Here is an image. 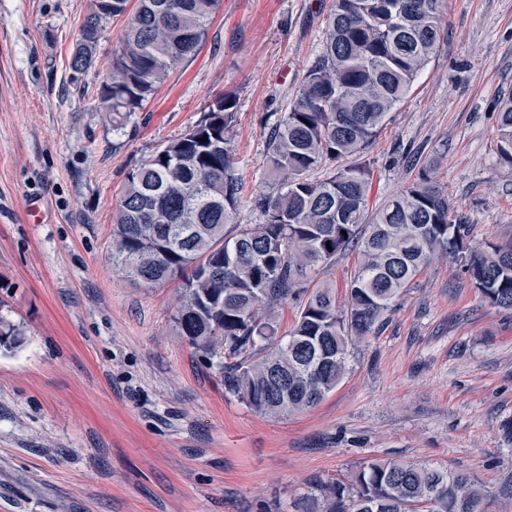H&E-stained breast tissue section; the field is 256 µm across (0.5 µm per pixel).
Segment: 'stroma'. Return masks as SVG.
<instances>
[{
    "instance_id": "35a3bbf8",
    "label": "stroma",
    "mask_w": 512,
    "mask_h": 512,
    "mask_svg": "<svg viewBox=\"0 0 512 512\" xmlns=\"http://www.w3.org/2000/svg\"><path fill=\"white\" fill-rule=\"evenodd\" d=\"M332 0H221L199 54L135 113L113 148L99 109L123 20L105 23L86 96L69 93L90 0H0V512H303L322 482L370 457L454 470L512 512V310L487 304L463 264L435 257L352 350L336 390L280 417L253 411L173 328L178 288L112 264L130 169L200 117L238 100L232 152L254 224L268 189L267 135L323 48ZM441 50L365 150L370 207L436 161L472 243L512 242V168L497 110L512 93V0H447ZM45 213L29 221L27 204ZM347 248L310 271L346 301Z\"/></svg>"
}]
</instances>
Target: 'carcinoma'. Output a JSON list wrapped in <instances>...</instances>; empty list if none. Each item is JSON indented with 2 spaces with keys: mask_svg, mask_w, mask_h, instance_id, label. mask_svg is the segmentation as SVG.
Wrapping results in <instances>:
<instances>
[{
  "mask_svg": "<svg viewBox=\"0 0 512 512\" xmlns=\"http://www.w3.org/2000/svg\"><path fill=\"white\" fill-rule=\"evenodd\" d=\"M444 0H332L321 54L288 112L271 129L267 165L277 181L255 195L258 222L226 230L241 202L231 133L237 96L212 99L188 130L151 151L125 179L112 226L113 264L155 288L181 281L173 326L224 378V392L258 413L308 410L343 379L352 346L385 324L396 299L437 255L464 263L490 304L512 309V243L473 245L466 224L427 163L375 210L373 172L363 154L418 75L436 56ZM220 0H93L76 38L71 83L93 64L102 23L126 18L112 53L100 108L112 132L141 112L170 73L205 44ZM497 153L512 166V95L497 113ZM207 141H202V138ZM350 162L319 180L329 161ZM355 245L359 262L346 303L309 268ZM298 307L280 333L276 307ZM0 319V347L22 342ZM323 509L305 512H486L487 491L470 476L369 459L351 483L320 486Z\"/></svg>",
  "mask_w": 512,
  "mask_h": 512,
  "instance_id": "obj_1",
  "label": "carcinoma"
}]
</instances>
